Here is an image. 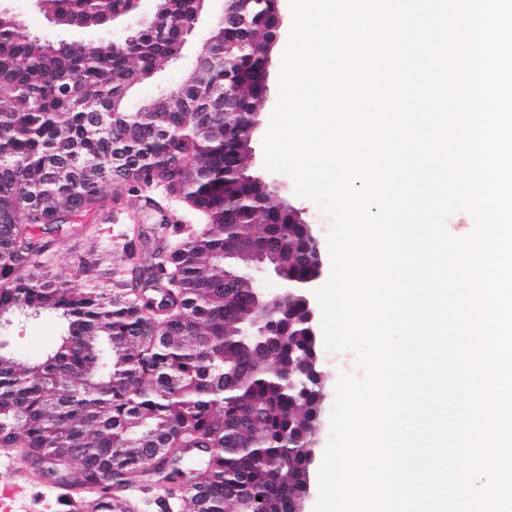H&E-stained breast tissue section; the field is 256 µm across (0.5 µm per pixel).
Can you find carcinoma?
I'll return each instance as SVG.
<instances>
[{
    "mask_svg": "<svg viewBox=\"0 0 512 512\" xmlns=\"http://www.w3.org/2000/svg\"><path fill=\"white\" fill-rule=\"evenodd\" d=\"M36 3L63 29L127 9V0ZM175 10L182 21L91 57L70 40L24 34L0 9V448L25 449L61 486L73 463L83 484L129 486L154 460L156 473L183 478V512H289L284 480L310 464L292 439L311 432L322 391L290 386L284 368L313 352V339L297 305L280 309L267 335H240L255 317L251 288L224 282V247L241 237L273 251L286 276L310 271L309 225L244 165L243 130L265 97L258 41L272 15L249 31L214 26L207 82L187 74L166 92L168 111L131 112L129 92L190 36V3ZM226 68L233 112L212 100ZM159 182L204 221L172 250H126L92 284L54 264L37 230ZM17 313L60 317L57 348L21 358ZM181 448L210 449L205 466L180 470Z\"/></svg>",
    "mask_w": 512,
    "mask_h": 512,
    "instance_id": "1",
    "label": "carcinoma"
}]
</instances>
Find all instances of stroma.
Masks as SVG:
<instances>
[{
	"mask_svg": "<svg viewBox=\"0 0 512 512\" xmlns=\"http://www.w3.org/2000/svg\"><path fill=\"white\" fill-rule=\"evenodd\" d=\"M0 8L15 14L25 33L48 39L65 37V30L51 25L44 14L37 8L35 0H0ZM218 0H209L206 10L199 19V26L189 38L181 60L166 64L152 80L137 87L130 95V109H137L145 101L155 96L160 90L178 85L184 72L194 67L198 60L207 54L206 27L213 15L219 10ZM279 67H272L269 76L270 93L262 106L261 124L255 130L252 139L253 169L266 180L282 183V197L289 200L301 212L302 219L311 224L319 239H326L331 227L330 218L314 202L297 197L294 193V182L283 173L271 172L264 167L263 138L268 131L272 112L279 98L278 78ZM152 196L162 205L161 214L166 223L197 225V218L190 214L180 201L168 197L159 188H150L147 194L133 193L125 196L121 204L112 210V221L108 224H97L94 216H86L83 223L66 224L56 228L44 227L43 236L56 241L54 262L63 268L77 282L88 279L89 273L79 261L85 249L84 237L87 227L96 226L99 241L112 245L113 249H121L124 244L141 247L144 243L154 245H173V238L163 237L160 226L148 223L139 224L138 216L143 196ZM13 341L18 352L27 358L41 357L62 334L61 321L52 315L24 319L12 330ZM319 369L324 377L323 399L319 412V429L313 447L311 463L308 469V490L302 503L303 512H314L318 499L317 475L322 462L323 453L330 436L329 416L336 399V383L340 373L359 375L356 354L351 350L338 352L320 351ZM130 491L139 498L140 512H165L174 506L175 496L179 494V486L161 481L157 475H150L144 481L131 486Z\"/></svg>",
	"mask_w": 512,
	"mask_h": 512,
	"instance_id": "1",
	"label": "stroma"
}]
</instances>
